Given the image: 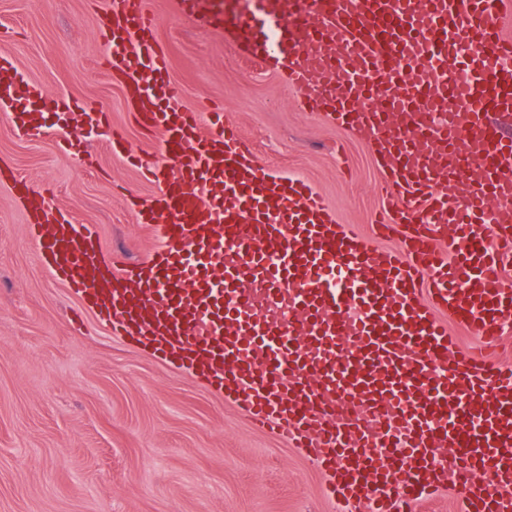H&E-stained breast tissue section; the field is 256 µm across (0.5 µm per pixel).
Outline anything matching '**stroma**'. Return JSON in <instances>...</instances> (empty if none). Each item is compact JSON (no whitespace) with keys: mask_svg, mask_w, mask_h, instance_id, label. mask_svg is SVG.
Returning <instances> with one entry per match:
<instances>
[{"mask_svg":"<svg viewBox=\"0 0 512 512\" xmlns=\"http://www.w3.org/2000/svg\"><path fill=\"white\" fill-rule=\"evenodd\" d=\"M170 55L175 96L223 106L271 174L310 182L382 248L383 175L372 148L321 112L301 110L282 76L232 58L224 40L181 18L176 0H145ZM106 0H0V50L49 96L107 115L103 129H20L0 111V512H369L329 499L325 474L300 449L258 431L244 411L188 374L113 337L42 265L27 202L14 180L48 185L74 223L95 225L105 254L145 260L161 240L138 223L124 188L149 198L142 176L156 141L128 110L103 63ZM138 164L112 151L113 133Z\"/></svg>","mask_w":512,"mask_h":512,"instance_id":"obj_1","label":"stroma"}]
</instances>
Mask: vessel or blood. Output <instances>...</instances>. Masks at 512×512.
Returning <instances> with one entry per match:
<instances>
[{"label": "vessel or blood", "instance_id": "b4317fda", "mask_svg": "<svg viewBox=\"0 0 512 512\" xmlns=\"http://www.w3.org/2000/svg\"><path fill=\"white\" fill-rule=\"evenodd\" d=\"M226 48L284 75L301 107L371 146L386 171L374 246L298 177L269 174L220 112L182 107L144 0H110L105 40L128 108L154 131L158 190L130 195L160 246L113 267L47 193L29 218L45 267L113 335L239 403L324 472L330 497L409 512L441 486L464 512H512V368L462 352L512 325V38L503 0H177ZM37 84L0 53V108L31 125ZM447 104L440 122L427 111ZM67 125L102 113L56 103ZM450 448L439 458V448ZM471 470L490 480L465 484Z\"/></svg>", "mask_w": 512, "mask_h": 512}]
</instances>
